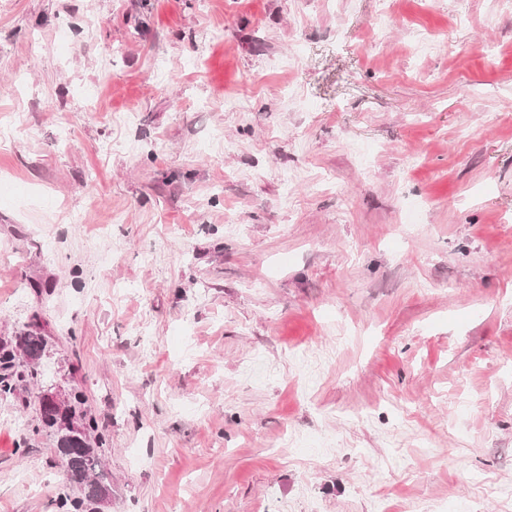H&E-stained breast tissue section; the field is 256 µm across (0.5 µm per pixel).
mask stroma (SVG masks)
I'll list each match as a JSON object with an SVG mask.
<instances>
[{
  "mask_svg": "<svg viewBox=\"0 0 512 512\" xmlns=\"http://www.w3.org/2000/svg\"><path fill=\"white\" fill-rule=\"evenodd\" d=\"M0 245V512H512V0H0ZM46 347V338L35 331H25L14 342L0 345V398L14 395L20 382L37 379ZM84 404L83 393L77 392L63 400L61 416L53 411H40L41 426L56 437V448L69 486L87 489L81 496L72 497L69 493L61 496L59 507L65 509L64 512H99L100 501L110 490V478L102 466L105 440L93 416H88L84 410L77 414L76 407Z\"/></svg>",
  "mask_w": 512,
  "mask_h": 512,
  "instance_id": "stroma-1",
  "label": "stroma"
}]
</instances>
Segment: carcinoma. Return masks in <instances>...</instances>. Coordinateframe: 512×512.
Here are the masks:
<instances>
[{
  "label": "carcinoma",
  "mask_w": 512,
  "mask_h": 512,
  "mask_svg": "<svg viewBox=\"0 0 512 512\" xmlns=\"http://www.w3.org/2000/svg\"><path fill=\"white\" fill-rule=\"evenodd\" d=\"M46 338L39 332L25 331L14 342L0 345V398L13 395L20 383L40 375ZM83 393L77 392L63 401V413L40 412V424L54 433L56 448L69 486L85 488L80 496L65 494L59 507L64 512H99L100 501L109 495L110 478L102 466L105 440L97 420L86 411Z\"/></svg>",
  "instance_id": "cac0c4a2"
}]
</instances>
